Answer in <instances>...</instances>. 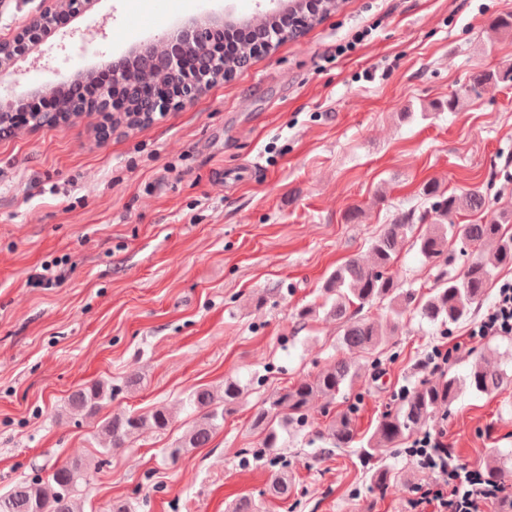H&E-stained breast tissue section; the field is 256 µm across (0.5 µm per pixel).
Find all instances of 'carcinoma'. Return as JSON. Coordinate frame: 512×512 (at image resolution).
<instances>
[{"label": "carcinoma", "instance_id": "obj_1", "mask_svg": "<svg viewBox=\"0 0 512 512\" xmlns=\"http://www.w3.org/2000/svg\"><path fill=\"white\" fill-rule=\"evenodd\" d=\"M255 46L243 41L238 55L217 59L215 63L226 66L247 61ZM495 78L493 73L474 76L448 96V111L455 112L472 96ZM424 195L433 200L431 211L435 223L426 232L415 233L414 212L402 214L391 224L384 225L380 234L371 242L372 263L364 265L356 259L336 267L323 284L324 301L303 307L298 318L306 322L321 313L326 319L342 324L340 344L350 353H371L388 343V336L379 326L362 315L366 308L385 303L392 314L391 329L403 325L406 312L416 309L420 317L440 328L457 324L472 315L480 307L491 284L494 272L500 267L512 265V234L504 225L512 222V212H497L487 216L481 224H457L454 214L461 202L474 211L485 207V196L479 190H471L459 197L445 195L434 183L424 188ZM460 240L477 249L488 243L495 244L493 259L486 261L479 255L463 269L448 276V242ZM407 241L419 254L439 268L435 287L424 295L412 288L399 287L391 272L401 246ZM360 378L358 369L346 357L337 359L315 375L291 386H286L266 399L257 409L253 423L263 434L265 448H278L282 431L288 424L301 418L315 400L326 405L350 391ZM505 379L504 372L487 364L477 363L463 378L450 376L435 384H422L409 391L402 403L388 411L377 421L373 430L359 436L352 418L347 413L335 417L329 426L318 433L320 447L327 451L341 448L359 449V458L368 463L385 448L409 438L426 427L437 408L452 406L461 396L464 387L491 394L498 391ZM247 386L240 381L227 379L223 387H199L186 399V405L196 415L193 425L175 442L169 452L171 461H177L191 448L209 444L212 435L224 425V414L240 400ZM115 389L104 383H94L76 389L68 398L69 408L78 413L97 414L106 403L112 401ZM172 413L166 406H158L147 413L117 409L107 415L99 426L98 435L105 440L97 459L65 462L50 467L47 479L40 477L24 480L8 493L0 495V512H81L77 492L92 470L100 468L104 456L118 448H124L146 430L164 431L168 428ZM484 472L494 482H502L512 475V452L491 449L484 459ZM373 487L384 492L394 486L395 477L386 465L368 469ZM291 483L285 473L277 474L270 481L265 494L288 500ZM227 512H261L256 499L243 496L230 503Z\"/></svg>", "mask_w": 512, "mask_h": 512}]
</instances>
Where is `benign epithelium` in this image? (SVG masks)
I'll list each match as a JSON object with an SVG mask.
<instances>
[{
	"mask_svg": "<svg viewBox=\"0 0 512 512\" xmlns=\"http://www.w3.org/2000/svg\"><path fill=\"white\" fill-rule=\"evenodd\" d=\"M95 0H55V6L30 19L25 29L9 41H0V78L12 76L16 63L40 48L53 32L55 18L68 14L78 20L91 11ZM272 7L252 20L262 28L271 18L288 16V3L270 0ZM224 29V16L205 20L191 19L174 34L135 45L128 55L112 65V87L100 89L98 98L84 104V109L108 112L114 108V90L137 103L141 111L152 116L170 110L176 102L192 100L211 84L228 78L233 71L208 64L212 55L211 41L216 30ZM69 38L82 46L103 36V27L77 25Z\"/></svg>",
	"mask_w": 512,
	"mask_h": 512,
	"instance_id": "benign-epithelium-1",
	"label": "benign epithelium"
}]
</instances>
